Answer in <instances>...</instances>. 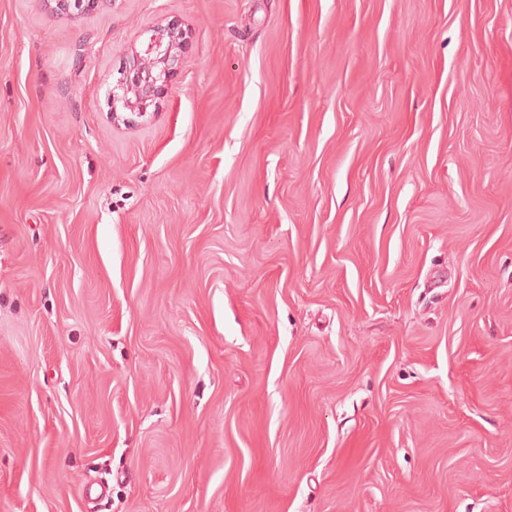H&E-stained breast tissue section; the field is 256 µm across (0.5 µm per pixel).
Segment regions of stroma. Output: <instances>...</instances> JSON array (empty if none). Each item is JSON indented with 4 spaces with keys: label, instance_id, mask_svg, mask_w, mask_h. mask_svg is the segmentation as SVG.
<instances>
[{
    "label": "stroma",
    "instance_id": "35a3bbf8",
    "mask_svg": "<svg viewBox=\"0 0 512 512\" xmlns=\"http://www.w3.org/2000/svg\"><path fill=\"white\" fill-rule=\"evenodd\" d=\"M91 481L512 512V0H0V512ZM149 41L140 51H132L123 77L112 87V115L119 119L118 109L142 115L164 91L175 66L187 45L176 23L151 29Z\"/></svg>",
    "mask_w": 512,
    "mask_h": 512
}]
</instances>
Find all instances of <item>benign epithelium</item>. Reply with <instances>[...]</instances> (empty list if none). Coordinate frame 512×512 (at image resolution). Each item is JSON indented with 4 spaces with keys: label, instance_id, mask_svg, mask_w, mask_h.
I'll return each instance as SVG.
<instances>
[{
    "label": "benign epithelium",
    "instance_id": "1",
    "mask_svg": "<svg viewBox=\"0 0 512 512\" xmlns=\"http://www.w3.org/2000/svg\"><path fill=\"white\" fill-rule=\"evenodd\" d=\"M55 2L53 9L61 14L71 10L90 11L102 0H46ZM187 48L179 26L169 23L152 29L149 41L139 51L132 52L129 66L123 77L112 87V112L120 118L118 111L141 115L153 100L164 91L175 66Z\"/></svg>",
    "mask_w": 512,
    "mask_h": 512
}]
</instances>
